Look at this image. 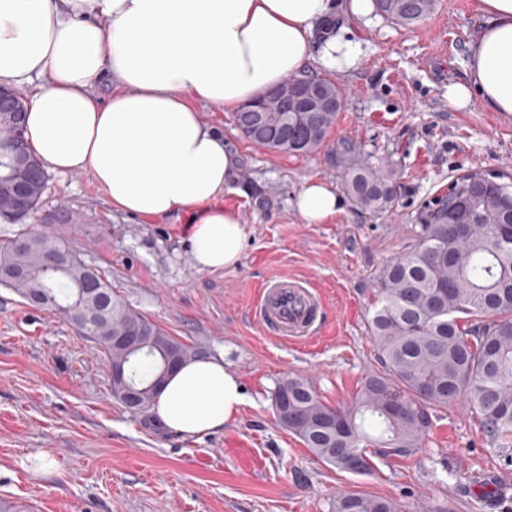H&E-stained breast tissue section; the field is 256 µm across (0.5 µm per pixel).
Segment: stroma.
Returning a JSON list of instances; mask_svg holds the SVG:
<instances>
[{"mask_svg":"<svg viewBox=\"0 0 512 512\" xmlns=\"http://www.w3.org/2000/svg\"><path fill=\"white\" fill-rule=\"evenodd\" d=\"M334 22L366 55L333 75L344 107L315 153L269 151L239 131L233 113L200 108L236 155L224 205L246 229L237 267L198 270L185 221L113 211L89 173L47 172L27 224L62 240L195 354L223 356L246 403L216 432L180 435L113 398L106 354L74 324L0 285V512H333L349 490L393 499L402 512H512V444L492 445L466 403L431 409L414 453L375 449L366 476L323 463L275 417L272 392L289 375L329 405L354 400L383 369L367 325L379 270L458 176L512 178V116L477 99L461 110L448 105V85L464 80L481 26L475 0H437L406 28L341 13ZM346 141L396 172L398 200L377 214L348 200L326 223H305L296 196L312 181L340 189L331 152ZM279 275L315 285L326 305L308 339L281 341L252 314L258 286ZM43 454L52 469L35 468Z\"/></svg>","mask_w":512,"mask_h":512,"instance_id":"1","label":"stroma"}]
</instances>
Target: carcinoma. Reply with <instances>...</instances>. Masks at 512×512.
Returning a JSON list of instances; mask_svg holds the SVG:
<instances>
[{
    "label": "carcinoma",
    "mask_w": 512,
    "mask_h": 512,
    "mask_svg": "<svg viewBox=\"0 0 512 512\" xmlns=\"http://www.w3.org/2000/svg\"><path fill=\"white\" fill-rule=\"evenodd\" d=\"M376 11L402 26L426 18L435 0H374ZM332 99L326 112L289 111L280 90L260 96L261 122L238 111L235 122L248 139L276 153L308 155L320 149L344 106L341 89L314 76L300 78ZM8 136L0 138V210L9 207L14 178ZM342 186L358 208L380 213L397 201L396 175L375 164L361 146L348 143L340 159ZM476 186L469 199L473 219L466 231L448 217L445 203L429 209L405 252L387 262L376 276L368 328L381 354L384 371L368 376L348 406L323 403L300 377L281 379L272 394L279 425L297 436L320 460L340 472L367 475L373 470L369 446L409 454L422 447L428 410L466 401L481 431L497 445L512 442V237L501 225L512 222V187L501 177L471 172L454 185ZM57 240L21 227L6 239L4 256L25 271L18 280H1L22 299L41 290L38 306L76 322L91 324L82 334L101 346L109 364L126 367L125 382L112 381V396L127 404L126 385L138 388L136 409H149L167 370L162 356L183 362L194 355L186 344L119 300L101 280L112 310L79 300L77 286L87 268L64 266L52 277L42 274L45 253ZM134 336L137 353L116 343ZM334 512H400L391 499L362 491L336 496Z\"/></svg>",
    "instance_id": "carcinoma-1"
}]
</instances>
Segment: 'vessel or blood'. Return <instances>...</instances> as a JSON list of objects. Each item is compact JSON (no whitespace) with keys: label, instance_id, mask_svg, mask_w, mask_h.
<instances>
[{"label":"vessel or blood","instance_id":"vessel-or-blood-1","mask_svg":"<svg viewBox=\"0 0 512 512\" xmlns=\"http://www.w3.org/2000/svg\"><path fill=\"white\" fill-rule=\"evenodd\" d=\"M254 311L262 326L284 341L310 334L321 320V303L315 291L285 276L262 284Z\"/></svg>","mask_w":512,"mask_h":512}]
</instances>
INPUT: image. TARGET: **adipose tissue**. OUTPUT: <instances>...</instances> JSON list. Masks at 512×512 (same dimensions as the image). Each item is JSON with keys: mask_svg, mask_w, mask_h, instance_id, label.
<instances>
[{"mask_svg": "<svg viewBox=\"0 0 512 512\" xmlns=\"http://www.w3.org/2000/svg\"><path fill=\"white\" fill-rule=\"evenodd\" d=\"M483 23L469 46L466 79L448 103L479 97L512 115V0H478ZM371 24L372 0H0V84L48 75L28 103L30 150L49 169L86 171L113 210L144 218L187 217L197 269L237 266L246 232L221 198L236 176L235 155L204 124L203 105L235 111L310 61L343 74L361 60L360 40L343 33L313 48L315 30L337 11ZM113 90L99 96L97 86ZM296 207L322 224L343 200L306 184ZM245 403L223 356L184 361L160 388L153 411L187 437L221 429Z\"/></svg>", "mask_w": 512, "mask_h": 512, "instance_id": "ef3b65f1", "label": "adipose tissue"}]
</instances>
